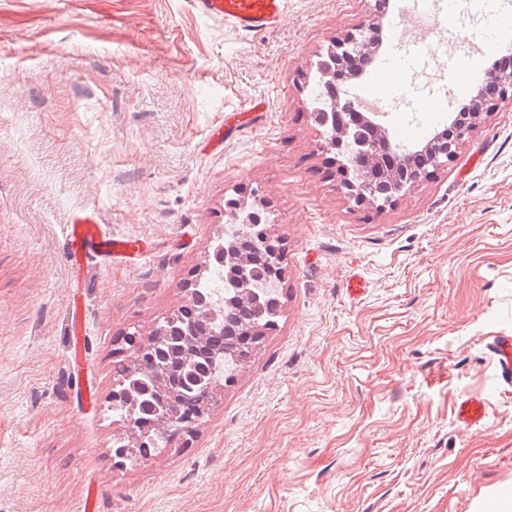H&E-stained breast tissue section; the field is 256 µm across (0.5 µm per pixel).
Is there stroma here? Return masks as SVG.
<instances>
[{
	"label": "stroma",
	"mask_w": 512,
	"mask_h": 512,
	"mask_svg": "<svg viewBox=\"0 0 512 512\" xmlns=\"http://www.w3.org/2000/svg\"><path fill=\"white\" fill-rule=\"evenodd\" d=\"M374 7L288 0L247 35L191 0H0V512H81L91 492L97 512H495L512 490V386L489 351L512 334V99L381 210L356 205L311 94ZM487 24L512 35V0H460L434 30L406 14L382 53L437 49L384 124L450 99L449 62L480 86ZM225 121L237 133L205 152ZM231 199L266 216L278 322L192 432L116 457L113 363L188 304ZM84 210L142 255L77 290L64 240ZM466 395L483 426L457 425Z\"/></svg>",
	"instance_id": "obj_1"
}]
</instances>
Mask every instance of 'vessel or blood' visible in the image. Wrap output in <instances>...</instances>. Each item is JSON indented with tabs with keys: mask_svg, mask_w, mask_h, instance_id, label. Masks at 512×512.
Instances as JSON below:
<instances>
[{
	"mask_svg": "<svg viewBox=\"0 0 512 512\" xmlns=\"http://www.w3.org/2000/svg\"><path fill=\"white\" fill-rule=\"evenodd\" d=\"M288 0H193L195 10L204 16L224 19L239 31L262 33L272 29L283 16ZM427 51L426 43L420 42L405 53H393L374 62L363 89L365 97L386 102L403 95L404 77ZM441 100L427 101L425 122L415 127L403 124L398 129L399 138L414 141L427 131L435 129L438 112L444 111ZM65 250L75 287H83V274L90 260L134 261L137 253L130 241L106 236L94 212L85 211L74 215L68 226ZM491 351L503 384L512 385V335L494 337ZM487 414L483 398L468 397L457 407L456 418L466 427L481 423Z\"/></svg>",
	"mask_w": 512,
	"mask_h": 512,
	"instance_id": "vessel-or-blood-1",
	"label": "vessel or blood"
}]
</instances>
